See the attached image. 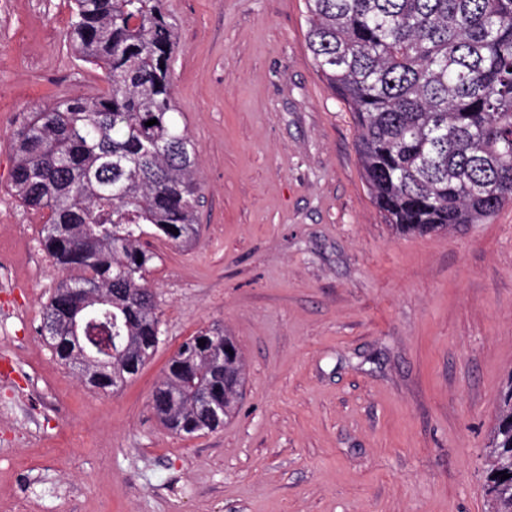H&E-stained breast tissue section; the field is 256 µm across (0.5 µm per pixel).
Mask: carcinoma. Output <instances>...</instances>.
I'll return each instance as SVG.
<instances>
[{
    "label": "carcinoma",
    "instance_id": "obj_1",
    "mask_svg": "<svg viewBox=\"0 0 512 512\" xmlns=\"http://www.w3.org/2000/svg\"><path fill=\"white\" fill-rule=\"evenodd\" d=\"M306 8L308 50L352 114L388 223L426 235L483 224L512 203V0H306ZM68 38L107 88L29 114L15 134L11 187L26 207L47 212L41 244L56 267L75 272L46 302L43 322L74 321L91 355L116 351L112 367L87 383L108 392L161 343L159 303L145 279L157 258L149 239L197 241L199 154L176 118L178 35L161 0H73ZM77 288L103 300L98 314H82ZM126 336L137 349L121 354ZM49 347L63 365L75 358L67 337ZM242 370L234 337L201 329L169 359L151 409L176 434L213 431L237 411ZM201 389L224 399V415L201 418ZM486 457L488 512H512V374Z\"/></svg>",
    "mask_w": 512,
    "mask_h": 512
}]
</instances>
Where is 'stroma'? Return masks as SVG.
I'll return each instance as SVG.
<instances>
[{
  "instance_id": "obj_1",
  "label": "stroma",
  "mask_w": 512,
  "mask_h": 512,
  "mask_svg": "<svg viewBox=\"0 0 512 512\" xmlns=\"http://www.w3.org/2000/svg\"><path fill=\"white\" fill-rule=\"evenodd\" d=\"M175 102L199 151L197 244L152 240L164 342L115 392L51 356L66 272L11 190L27 113L105 89L69 47L71 0L0 11V512H487L485 447L512 371V204L402 234L376 206L352 115L307 48L305 0H163ZM219 325L245 362L237 413L179 436L149 399Z\"/></svg>"
}]
</instances>
